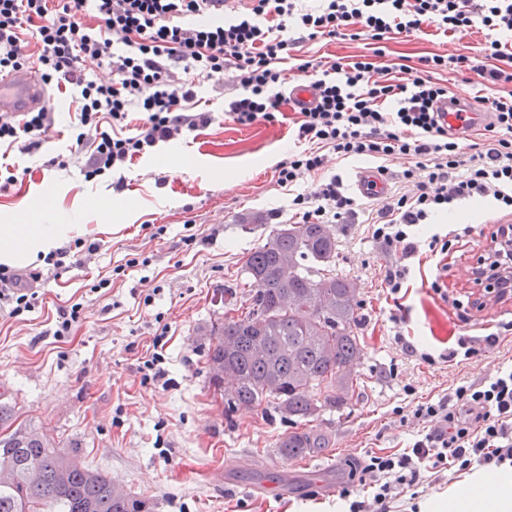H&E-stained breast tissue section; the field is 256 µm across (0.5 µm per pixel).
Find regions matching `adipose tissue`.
I'll return each instance as SVG.
<instances>
[{"mask_svg": "<svg viewBox=\"0 0 512 512\" xmlns=\"http://www.w3.org/2000/svg\"><path fill=\"white\" fill-rule=\"evenodd\" d=\"M63 227L44 224L40 212L24 207L17 223L0 231V263L32 259L58 248ZM425 512H512V467L473 472L447 494L430 499Z\"/></svg>", "mask_w": 512, "mask_h": 512, "instance_id": "ef3b65f1", "label": "adipose tissue"}]
</instances>
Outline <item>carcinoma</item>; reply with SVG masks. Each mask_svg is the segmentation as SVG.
Here are the masks:
<instances>
[{"mask_svg":"<svg viewBox=\"0 0 512 512\" xmlns=\"http://www.w3.org/2000/svg\"><path fill=\"white\" fill-rule=\"evenodd\" d=\"M285 257L292 261L286 277ZM335 260L336 239L326 224H279L249 253L247 300L209 330L215 339L206 361L209 383L222 392L224 375L234 380L226 412L266 404L307 421L355 393L352 366L364 356L353 330L356 288L333 273ZM326 444L310 428L285 434L278 448L298 458ZM152 510L151 499L126 492L36 428L0 435V512Z\"/></svg>","mask_w":512,"mask_h":512,"instance_id":"obj_1","label":"carcinoma"}]
</instances>
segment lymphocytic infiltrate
Masks as SVG:
<instances>
[{"label": "lymphocytic infiltrate", "mask_w": 512, "mask_h": 512, "mask_svg": "<svg viewBox=\"0 0 512 512\" xmlns=\"http://www.w3.org/2000/svg\"><path fill=\"white\" fill-rule=\"evenodd\" d=\"M297 0H250L247 11L220 18L224 0H0V72L33 63L45 81L64 77L80 103V124L95 129L87 177L122 169L127 162L207 125L206 112L189 111L197 93L194 79L235 72L240 95L229 114L241 125L275 121L285 100L282 62L295 41L291 32L312 40L349 36L382 41L423 26L448 32L481 27L496 32L493 58L512 60V0H322L316 11L299 12ZM35 29L38 52H30L24 32ZM107 66V74L88 73L87 62ZM183 66L176 76L172 64ZM316 104L303 112L297 137L308 146L276 168L279 185L289 187L323 169L326 149L341 157L381 159L400 155L410 165L402 177L406 191L392 196L372 224V237L401 252L403 265L388 270L391 293L400 292L408 259L421 244L412 226L458 202L493 196L512 211V94L487 97L493 131L483 148L468 152L448 135L436 104L448 89L431 78L376 79L373 62L359 57L314 64ZM144 115L134 135L118 134L130 112ZM108 114L113 131L100 127ZM54 124L51 112L27 113L16 124L0 116V142L31 153L33 140ZM292 205L305 224H333L355 214L356 201L338 177L297 194ZM38 274L0 265V308L12 314L34 308ZM415 418L428 431L411 448L393 455H371L339 491L349 512H389L393 499L418 485L423 473L512 462V370L484 384L462 385L453 396L416 406ZM370 488L371 499H354L356 486Z\"/></svg>", "instance_id": "obj_1"}]
</instances>
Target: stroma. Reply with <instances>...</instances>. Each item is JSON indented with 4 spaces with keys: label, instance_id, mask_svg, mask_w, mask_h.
<instances>
[{
    "label": "stroma",
    "instance_id": "1",
    "mask_svg": "<svg viewBox=\"0 0 512 512\" xmlns=\"http://www.w3.org/2000/svg\"><path fill=\"white\" fill-rule=\"evenodd\" d=\"M370 52L363 40L321 37L304 43L298 56L324 62ZM436 54L470 60L436 72L450 94L512 93V82L479 76L478 66L492 60L489 38L478 29L395 36L375 64H404L417 75L423 58ZM238 94L233 75H225L218 91L199 80L195 109L210 113V124L133 159L120 191L111 174L84 176L92 145L76 141L79 103L67 82L49 86L55 123L40 135L39 150L24 154L0 143V161L16 177L0 192V225L34 205L44 208L47 223L68 225L65 244L80 238L97 246L76 253L66 269L41 260L19 264L20 272L41 273L39 302L17 317L0 311V402L18 422L76 444L86 465L150 498L154 512H341L337 491L349 462L402 452L425 434L411 414L416 404L512 366V301L481 309L469 301L472 265L512 215L489 197L482 215L416 227V237L438 234L446 244L407 262L371 237L367 220L381 202L360 200L355 220L332 224L336 272L357 286L355 331L365 346L354 369L360 385L346 404L314 421L329 435L328 447L286 458L277 444L290 423L269 406L226 416L206 375L207 332L245 279L247 255L274 226L295 220L294 192L277 184L275 169L295 148L300 116L285 106L276 121L239 125L227 113ZM59 154L68 156L67 166H48ZM407 165L400 156L335 158L296 192L337 175L350 194L358 170L378 167L398 190ZM105 201L124 206L126 219L111 222ZM191 232L196 242H186ZM402 263L410 272L394 300L385 274ZM76 303L80 328L55 339L56 307ZM491 334L498 343L488 350L484 339ZM157 336L173 380L168 389L143 381L140 370ZM463 337L473 340L478 355L458 356ZM405 340L417 355L403 352ZM425 352L431 361L422 360Z\"/></svg>",
    "mask_w": 512,
    "mask_h": 512
}]
</instances>
